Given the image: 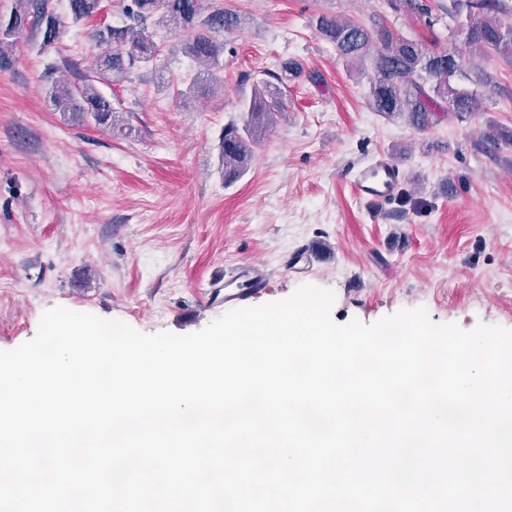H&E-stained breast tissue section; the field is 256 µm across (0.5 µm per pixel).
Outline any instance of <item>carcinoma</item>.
Returning a JSON list of instances; mask_svg holds the SVG:
<instances>
[{
	"mask_svg": "<svg viewBox=\"0 0 512 512\" xmlns=\"http://www.w3.org/2000/svg\"><path fill=\"white\" fill-rule=\"evenodd\" d=\"M204 2L127 0L123 6L124 26L108 27L96 34L99 41L112 44V50L100 55L95 72L119 79L156 59L158 48L146 35L148 23L153 22L191 32L185 52L203 68L207 81L221 83L224 44L214 34L238 27L241 15L230 9H215L206 15ZM384 2L398 15L426 16L432 23L446 19L448 37L463 34L469 44L512 60V0H448L437 4V15L432 14L427 0ZM96 6L97 0H69L75 21L90 17ZM60 27L54 0H20L15 11L0 16V63L6 61L8 48L23 30L42 35L43 43L50 44L58 39ZM316 29L340 56L371 65L374 77L369 82L368 105L379 115L425 131L451 113L461 117L475 111L480 94L454 86V80L463 73V63L448 59L447 52L430 49L386 25L367 27L350 18L323 14L317 19ZM50 96L75 123L112 125V101L97 94L90 83L78 87L56 84ZM283 111L279 87L268 81L255 86L242 122L224 125V177L233 179L246 169L256 133ZM503 143L512 144V130L497 126L477 148L488 151Z\"/></svg>",
	"mask_w": 512,
	"mask_h": 512,
	"instance_id": "1",
	"label": "carcinoma"
}]
</instances>
